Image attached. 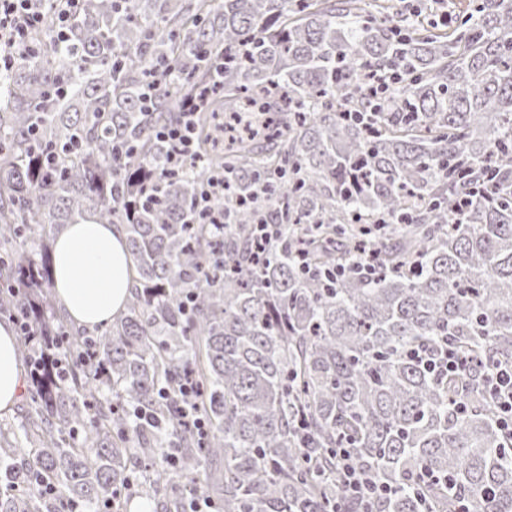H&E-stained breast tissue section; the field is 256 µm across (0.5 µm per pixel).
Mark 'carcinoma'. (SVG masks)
I'll use <instances>...</instances> for the list:
<instances>
[{"instance_id":"obj_1","label":"carcinoma","mask_w":512,"mask_h":512,"mask_svg":"<svg viewBox=\"0 0 512 512\" xmlns=\"http://www.w3.org/2000/svg\"><path fill=\"white\" fill-rule=\"evenodd\" d=\"M383 10L83 0L67 36L30 31L0 74V316L65 337L66 372L32 383L29 447L0 436V512H185L206 460L218 512H512L484 385L512 362V0L449 34ZM204 86L199 161L166 173L157 133ZM218 172L221 234L196 219ZM88 223L124 225L136 269L97 332L57 313L43 234ZM256 224L283 225L259 264ZM446 345L470 367L411 355ZM186 373L204 436L178 421ZM341 448L390 493L352 495Z\"/></svg>"}]
</instances>
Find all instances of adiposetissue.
<instances>
[{"mask_svg": "<svg viewBox=\"0 0 512 512\" xmlns=\"http://www.w3.org/2000/svg\"><path fill=\"white\" fill-rule=\"evenodd\" d=\"M54 264L57 301L77 326L108 323L124 309L135 269L122 225H67L55 241ZM21 386L17 339L0 322V411L18 403Z\"/></svg>", "mask_w": 512, "mask_h": 512, "instance_id": "obj_1", "label": "adipose tissue"}]
</instances>
